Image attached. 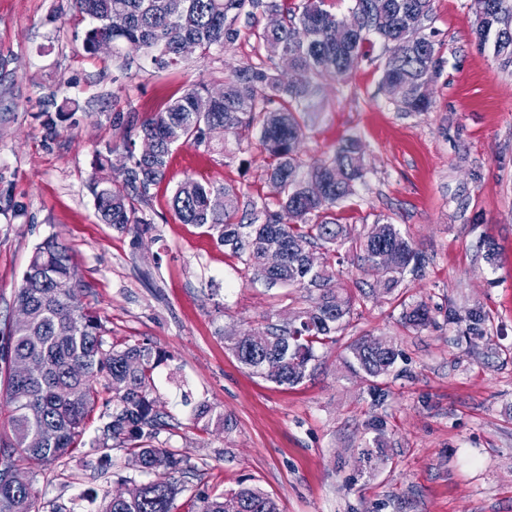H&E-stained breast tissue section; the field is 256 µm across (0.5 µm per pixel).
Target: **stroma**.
Instances as JSON below:
<instances>
[{
  "mask_svg": "<svg viewBox=\"0 0 512 512\" xmlns=\"http://www.w3.org/2000/svg\"><path fill=\"white\" fill-rule=\"evenodd\" d=\"M89 22L67 0H0V332L34 248L51 236L68 247L77 282L90 285L106 341H149L168 355L156 395L173 417L161 442L183 458L176 478L188 494H219L246 481L281 512H512V69L479 45L470 0H433L426 33L439 49L432 107L403 112L381 89L385 60L374 42L351 78L322 80L300 145L306 162L347 136L363 149L364 180L336 209L352 236L381 215L424 255L395 299L373 294L377 275L355 252L343 258L348 294L368 289L314 374L294 387L253 375L224 347L268 314L313 306L314 295L267 288L237 258L171 208L188 178L270 188L256 142L230 153L176 147L146 212L156 240L100 223L89 189L99 154L135 136L139 124L194 82L223 83L259 52L241 38L226 52L157 71L139 53L88 54ZM77 108L60 114L63 100ZM495 243L494 263L485 259ZM425 303L434 321L413 331L405 305ZM486 313L485 335L466 336L461 317ZM358 336L391 340L400 355L389 376L368 382L347 370L344 347ZM223 411L227 431L193 424L182 392ZM380 429H372L373 420ZM96 423L59 463L36 469L38 512H96L83 499L111 497L118 476H136L123 449L102 454Z\"/></svg>",
  "mask_w": 512,
  "mask_h": 512,
  "instance_id": "35a3bbf8",
  "label": "stroma"
}]
</instances>
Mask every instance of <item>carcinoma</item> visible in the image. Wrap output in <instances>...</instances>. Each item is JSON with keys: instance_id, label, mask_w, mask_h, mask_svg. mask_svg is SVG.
I'll use <instances>...</instances> for the list:
<instances>
[{"instance_id": "1", "label": "carcinoma", "mask_w": 512, "mask_h": 512, "mask_svg": "<svg viewBox=\"0 0 512 512\" xmlns=\"http://www.w3.org/2000/svg\"><path fill=\"white\" fill-rule=\"evenodd\" d=\"M346 16L323 8L324 0H301L289 7L285 0H70V8L90 20L84 49L95 52L100 38L129 44L159 70L177 69L185 42L204 57L231 48L242 26L257 47L270 52L278 45L292 56L296 77L289 83L274 67L245 63L224 78V95L209 97L203 82L190 85L169 99L138 127L136 139L123 143L122 165L129 177L112 180V153L97 161L100 176L91 184L99 220L120 232L134 234V242L153 238L155 225L144 207L151 190L166 177L173 149L190 145L209 151L214 139L208 131L223 129L236 141L254 138L268 155L266 181L272 195L257 202L240 200L231 187H216L188 178L171 197V207L184 224H195L269 285L319 293L316 305L293 312L292 321L269 323L243 335L226 334L229 352L253 374L278 386H296L315 369L318 351L335 342V334L351 316L355 298L342 293L339 273L322 264L314 267L308 253L336 250L349 239L335 208L353 193L365 176L358 141L342 140L328 159L304 170L298 145L304 136V116L315 108L319 81L344 79L358 66L363 48L380 40L386 59L381 86L403 112H425L431 101L426 85L438 76L441 59L434 41L423 34L431 19L432 0H352ZM475 35L480 45L493 46L501 68L512 67V0H472ZM280 16L275 29L258 26L257 13ZM149 139L154 152L142 155L137 141ZM318 182L323 194L308 187ZM363 265L391 261L371 293L393 295L406 272H421L425 260L399 225L377 219L355 240ZM271 249L283 255L275 269L264 266ZM71 255L58 237L35 247L15 306L29 311L25 324L7 326L0 347V512H33L38 491L34 482L15 487L1 473L22 462L28 472L63 459L83 435L86 420L98 400V387L112 390V407L100 415L98 448L116 445L139 461V471L160 476L144 482L137 497H112L103 512H177V497L185 486L170 479L182 459L171 448L156 444L174 428L172 416L159 404L156 370L168 360L147 342L124 343L104 350L100 316L85 307L80 294L89 286L72 280ZM405 326L418 329L431 323L429 308L411 305L402 313ZM485 315L479 308L466 316L467 333L484 335ZM398 352L392 344L377 345L360 336L346 347L348 369L369 381L388 374ZM29 360L35 374L19 378L12 363ZM280 365L275 375L263 372L266 361ZM190 419L204 430L227 428L224 413L206 402H192ZM50 440L41 444L38 434ZM187 512H280L274 498L251 485L228 494L198 492L184 502Z\"/></svg>"}]
</instances>
